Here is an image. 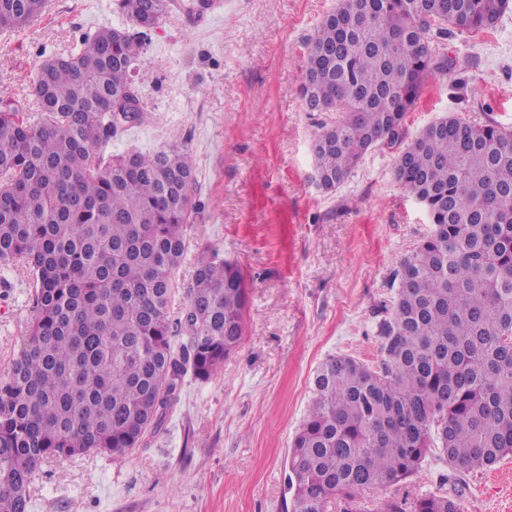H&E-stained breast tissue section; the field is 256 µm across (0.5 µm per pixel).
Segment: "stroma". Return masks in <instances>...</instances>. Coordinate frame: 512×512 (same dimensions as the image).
I'll return each mask as SVG.
<instances>
[{"label":"stroma","mask_w":512,"mask_h":512,"mask_svg":"<svg viewBox=\"0 0 512 512\" xmlns=\"http://www.w3.org/2000/svg\"><path fill=\"white\" fill-rule=\"evenodd\" d=\"M173 0L148 33L133 75L149 123L118 134L113 153L184 145L200 208L186 233L235 262L248 288L245 332L221 374L185 377L163 429L123 456L45 463L31 512H285V461L331 355L373 366L395 273L430 228L394 177L397 149L374 147L336 189L314 179L312 145L331 113L305 111L310 42L336 0H213L203 13ZM114 0H49L37 22L0 35V90L29 99L45 57L98 28H123ZM406 116L414 138L453 115L512 129V9L494 28H449ZM33 313L28 274L0 270V375ZM459 494L464 512H512V456L468 472L432 461L398 498Z\"/></svg>","instance_id":"35a3bbf8"}]
</instances>
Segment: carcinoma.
<instances>
[{
  "label": "carcinoma",
  "mask_w": 512,
  "mask_h": 512,
  "mask_svg": "<svg viewBox=\"0 0 512 512\" xmlns=\"http://www.w3.org/2000/svg\"><path fill=\"white\" fill-rule=\"evenodd\" d=\"M134 27H102L39 66L30 110L0 91V267L26 269L34 315L0 379V512H30L36 471L89 453L123 456L163 428L186 375L209 381L244 334L239 267L198 247L171 317L197 172L185 149L112 153L148 31L169 0H114ZM509 0H337L312 37L309 112H334L313 143L333 189L377 142L400 146L395 178L431 229L400 266L385 358L315 370L287 456L289 512H369L362 494L436 457L458 471L512 455V130L448 115L410 141L406 112L439 64L430 33L494 27ZM48 0H0V32ZM150 120L134 100L129 127ZM186 343L178 346L172 328ZM376 512H462L434 492Z\"/></svg>",
  "instance_id": "cac0c4a2"
}]
</instances>
